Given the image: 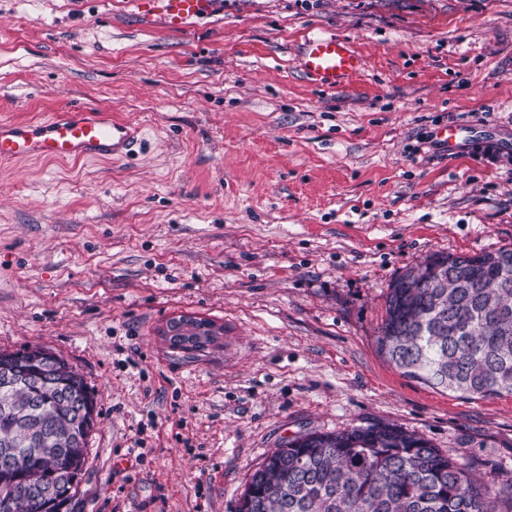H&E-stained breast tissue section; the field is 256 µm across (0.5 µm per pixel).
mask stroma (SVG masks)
<instances>
[{
	"instance_id": "1",
	"label": "stroma",
	"mask_w": 512,
	"mask_h": 512,
	"mask_svg": "<svg viewBox=\"0 0 512 512\" xmlns=\"http://www.w3.org/2000/svg\"><path fill=\"white\" fill-rule=\"evenodd\" d=\"M314 34L365 57L351 86L303 74ZM75 104L139 153L0 163V349L64 358L98 412L63 512H236L282 441L385 423L512 494V397L376 346L404 269L512 247V0H215L180 28L146 0H0V122ZM182 315L224 332L171 349Z\"/></svg>"
}]
</instances>
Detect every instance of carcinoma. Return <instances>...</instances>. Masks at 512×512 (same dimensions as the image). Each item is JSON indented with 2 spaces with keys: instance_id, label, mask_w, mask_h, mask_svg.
Wrapping results in <instances>:
<instances>
[{
  "instance_id": "obj_1",
  "label": "carcinoma",
  "mask_w": 512,
  "mask_h": 512,
  "mask_svg": "<svg viewBox=\"0 0 512 512\" xmlns=\"http://www.w3.org/2000/svg\"><path fill=\"white\" fill-rule=\"evenodd\" d=\"M172 319L171 346L219 333ZM379 354L439 391L512 396V247L437 252L388 288ZM83 377L42 348L0 351V512H61L94 427ZM237 512H502L479 479L424 436L395 424L310 431L266 456Z\"/></svg>"
}]
</instances>
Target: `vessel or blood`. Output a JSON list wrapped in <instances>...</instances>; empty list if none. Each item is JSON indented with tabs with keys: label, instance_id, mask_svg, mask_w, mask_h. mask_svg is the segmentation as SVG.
<instances>
[{
	"label": "vessel or blood",
	"instance_id": "vessel-or-blood-1",
	"mask_svg": "<svg viewBox=\"0 0 512 512\" xmlns=\"http://www.w3.org/2000/svg\"><path fill=\"white\" fill-rule=\"evenodd\" d=\"M171 26H182L202 8V0H159ZM301 66L320 87L348 86L364 69L365 59L348 39L333 34L306 38ZM141 144L134 125L109 111L80 106L50 117L0 123V160L46 162L111 161L134 155Z\"/></svg>",
	"mask_w": 512,
	"mask_h": 512
}]
</instances>
